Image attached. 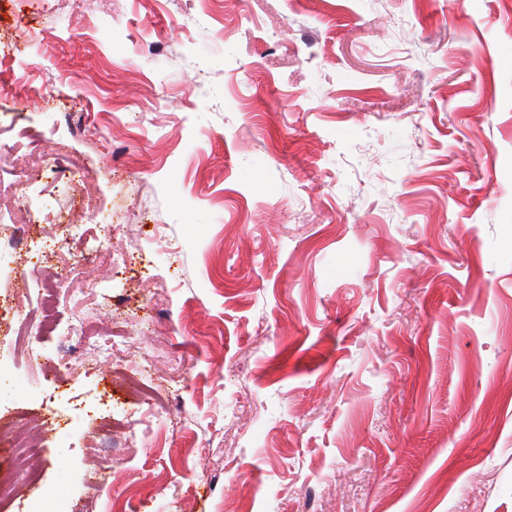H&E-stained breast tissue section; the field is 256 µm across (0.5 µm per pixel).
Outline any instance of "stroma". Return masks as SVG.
<instances>
[{"instance_id": "stroma-1", "label": "stroma", "mask_w": 512, "mask_h": 512, "mask_svg": "<svg viewBox=\"0 0 512 512\" xmlns=\"http://www.w3.org/2000/svg\"><path fill=\"white\" fill-rule=\"evenodd\" d=\"M1 50L0 158L86 168L0 211L6 512H512V0H0ZM70 209L127 261L84 241L50 335ZM78 316L118 357L42 376L17 318L53 357Z\"/></svg>"}]
</instances>
